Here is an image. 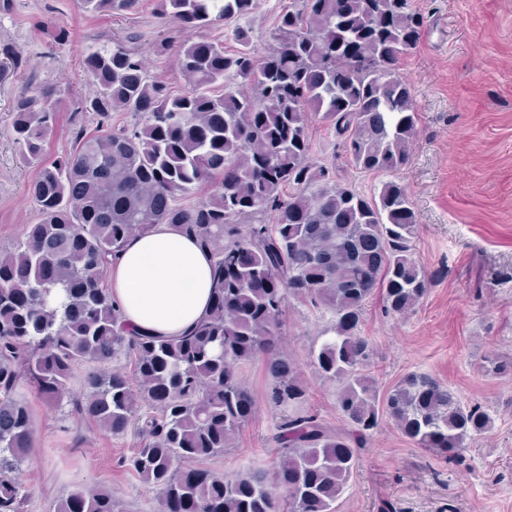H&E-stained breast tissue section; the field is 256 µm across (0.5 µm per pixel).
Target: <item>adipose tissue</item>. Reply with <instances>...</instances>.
Instances as JSON below:
<instances>
[{"mask_svg":"<svg viewBox=\"0 0 512 512\" xmlns=\"http://www.w3.org/2000/svg\"><path fill=\"white\" fill-rule=\"evenodd\" d=\"M108 276L122 321L133 333L179 336L210 310V253L171 225L132 235Z\"/></svg>","mask_w":512,"mask_h":512,"instance_id":"adipose-tissue-1","label":"adipose tissue"}]
</instances>
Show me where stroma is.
<instances>
[{"mask_svg": "<svg viewBox=\"0 0 512 512\" xmlns=\"http://www.w3.org/2000/svg\"><path fill=\"white\" fill-rule=\"evenodd\" d=\"M423 16L417 48L399 74L420 111L407 184L420 224L415 258L433 279L423 303L404 318L384 314L379 301L364 312L363 331L377 349L372 373L380 388L411 371H426L466 404L478 403L494 419L492 429L461 448L455 462L409 444L385 424L362 449L357 473L336 512H512V377L485 370L487 359L512 360V0H416ZM157 0L137 11L90 15L74 0H15L0 14V41L12 42L30 61L24 77L0 85V249H13L36 219L27 186L35 171L20 159L10 131L14 98L26 89H51L60 101L59 124L46 145L55 159L73 147L69 105L89 90L81 57L115 39H132L151 77L172 90L188 88L174 53L157 54L158 38L179 40L175 22L159 23ZM45 21L70 31L58 45L37 26ZM311 159L335 163L339 179L370 195L382 176L356 170L342 155L333 129L311 125ZM330 319L324 309L289 299L280 342L308 389L306 407L333 427L346 422L335 383L321 379L311 350ZM256 413L224 456L206 467L233 475L250 467L274 468L279 450L271 436L281 410L269 399L271 381L261 360L239 366ZM15 396L34 423L33 447L21 480L27 512H53L74 487L107 484L123 512H157L155 489L123 466L136 448L134 434L112 436L74 422L32 386Z\"/></svg>", "mask_w": 512, "mask_h": 512, "instance_id": "stroma-1", "label": "stroma"}]
</instances>
